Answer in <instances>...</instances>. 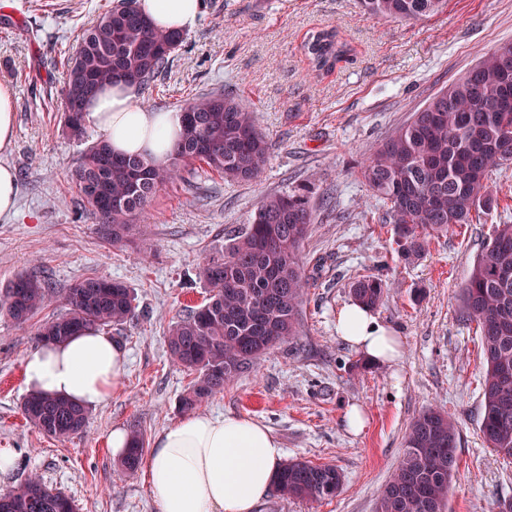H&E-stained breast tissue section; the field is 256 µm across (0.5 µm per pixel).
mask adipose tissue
Returning a JSON list of instances; mask_svg holds the SVG:
<instances>
[{
    "instance_id": "1",
    "label": "adipose tissue",
    "mask_w": 512,
    "mask_h": 512,
    "mask_svg": "<svg viewBox=\"0 0 512 512\" xmlns=\"http://www.w3.org/2000/svg\"><path fill=\"white\" fill-rule=\"evenodd\" d=\"M155 25L192 30L201 0H138ZM86 126L101 130L114 153L164 159L178 138L179 113L151 112L138 103V86L118 82L85 107ZM339 337L369 360L393 364L397 336L358 303L336 317ZM125 350L105 331L88 328L60 343L28 351L22 359L27 391L91 408L117 389ZM279 441L264 425L239 415L196 413L165 427L148 451L144 476L158 512H255L282 464Z\"/></svg>"
}]
</instances>
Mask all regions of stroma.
<instances>
[{"instance_id":"obj_1","label":"stroma","mask_w":512,"mask_h":512,"mask_svg":"<svg viewBox=\"0 0 512 512\" xmlns=\"http://www.w3.org/2000/svg\"><path fill=\"white\" fill-rule=\"evenodd\" d=\"M112 0H0V84L14 92L16 132L0 164L16 175L17 206L0 218V289L28 273L54 288L107 276L133 289L137 318L115 334L128 353L118 390L90 409L82 433L59 441L23 418L22 358L39 324L63 312L41 309L29 326L0 316V448L17 467L0 482L8 493L29 474L71 498L77 512H157L142 471L119 466L113 428L139 427L153 440L182 417L191 377L172 360V322L204 303L195 275L209 254L247 226L269 196L304 189L313 222L301 247L312 282L300 308V334L275 346L200 407L267 426L285 458L332 464L344 485L312 501L267 495L256 512H375L398 465L415 416L436 409L459 431L447 512H491L512 499V460L483 441L482 347L461 312L460 287L500 222H512V165L485 183L496 206L470 224L430 238L425 254L404 260L384 209L360 169L397 127L479 58L512 42V0H447L419 20H384L360 0H202L156 91H141L151 111H180L186 97L222 93L254 113L272 145L261 180L228 182L203 164L159 189L127 246L112 245L78 206L70 179L87 142L62 130L64 63L87 23ZM336 30L351 47L327 76L315 77L308 37ZM373 275L389 283L374 314L401 339L394 365L367 360L336 333L351 284ZM358 405L365 430L351 434Z\"/></svg>"}]
</instances>
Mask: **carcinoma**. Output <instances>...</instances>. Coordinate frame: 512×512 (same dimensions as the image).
<instances>
[{"instance_id": "obj_1", "label": "carcinoma", "mask_w": 512, "mask_h": 512, "mask_svg": "<svg viewBox=\"0 0 512 512\" xmlns=\"http://www.w3.org/2000/svg\"><path fill=\"white\" fill-rule=\"evenodd\" d=\"M121 3L99 14L83 31L65 63L63 127L85 138V105L115 80L144 85L168 70L183 36L154 26L136 6ZM445 0H361L383 19H420ZM315 75L331 73L350 52L333 30L305 43ZM512 56L500 48L486 53L474 72L435 94L361 163L373 195L387 207L398 252L406 260L426 250L428 237L473 222V213L490 210L482 191L490 172L512 164ZM182 133L163 161L116 155L105 137L87 147L72 173L85 211L117 245L129 240L135 221L156 192L196 162L226 181H255L270 146L254 114L224 94L189 99L182 110ZM311 224L309 197L293 191L268 197L247 229L198 267L208 289L207 302L173 322L169 352L193 378L179 401L188 412L249 370L276 345L299 334L300 306L308 288L300 248ZM388 285L363 277L350 288L353 301L373 310ZM463 319L480 330L485 374L480 433L488 447L512 459V224L499 225L461 287ZM53 300L51 289L30 274L14 277L0 290V314L24 326ZM135 296L107 276L85 277L63 290L65 311L41 323L37 341L63 342L86 327L108 329L137 317ZM22 416L41 433L65 440L80 433L87 410L60 398L35 393L24 397ZM120 460L138 469L145 445L141 429L129 434ZM458 431L444 413L429 409L416 416L404 436L399 465L381 490L375 512H446L456 465ZM343 486L333 465L292 459L277 472L272 490L279 496L315 501L332 499ZM0 512H77L64 494L36 474L0 495Z\"/></svg>"}]
</instances>
